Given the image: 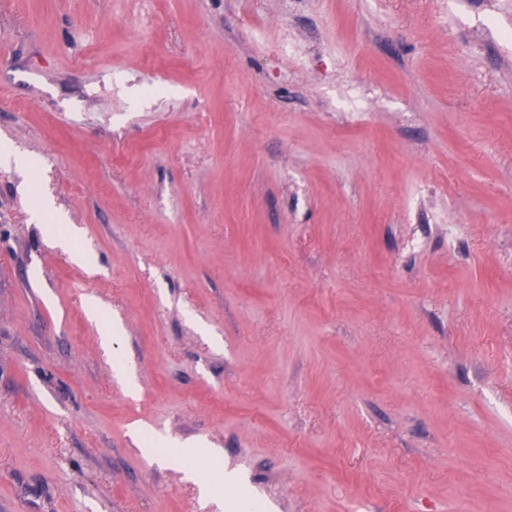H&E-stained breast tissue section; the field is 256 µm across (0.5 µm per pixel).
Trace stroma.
<instances>
[{
	"label": "stroma",
	"instance_id": "obj_1",
	"mask_svg": "<svg viewBox=\"0 0 512 512\" xmlns=\"http://www.w3.org/2000/svg\"><path fill=\"white\" fill-rule=\"evenodd\" d=\"M508 31L512 0H0V512H512ZM171 439L242 487L201 501Z\"/></svg>",
	"mask_w": 512,
	"mask_h": 512
}]
</instances>
